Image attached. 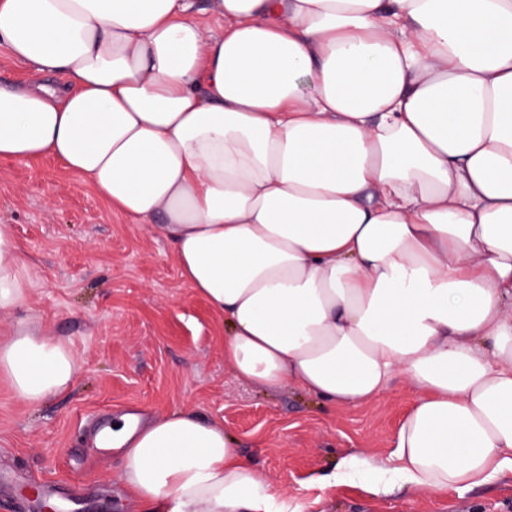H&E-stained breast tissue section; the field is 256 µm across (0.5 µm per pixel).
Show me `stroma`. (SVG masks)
<instances>
[{
  "instance_id": "obj_1",
  "label": "stroma",
  "mask_w": 512,
  "mask_h": 512,
  "mask_svg": "<svg viewBox=\"0 0 512 512\" xmlns=\"http://www.w3.org/2000/svg\"><path fill=\"white\" fill-rule=\"evenodd\" d=\"M0 224L13 225L34 271L26 304L0 312V338L28 324L67 340L80 370L71 387L30 405L0 378V505L49 481L85 512L106 500L121 512L117 450L90 454L93 428L133 409L162 417L189 409L222 422L242 452L313 512H512V475L470 490L411 496L367 494L359 480L318 490L306 479L343 456L385 459L416 398L395 376L373 401L332 408L286 383L270 391L224 363V321L182 278L163 236L112 211L80 176L51 157L0 160Z\"/></svg>"
}]
</instances>
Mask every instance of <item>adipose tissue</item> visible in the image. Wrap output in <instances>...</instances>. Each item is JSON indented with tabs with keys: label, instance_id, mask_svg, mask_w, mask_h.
<instances>
[{
	"label": "adipose tissue",
	"instance_id": "adipose-tissue-1",
	"mask_svg": "<svg viewBox=\"0 0 512 512\" xmlns=\"http://www.w3.org/2000/svg\"><path fill=\"white\" fill-rule=\"evenodd\" d=\"M0 0V158L53 157L157 229L228 326L224 362L355 407L417 399L387 464L408 492L512 473V0ZM32 275L0 224V311ZM79 364L29 326L0 376L39 404ZM144 512H303L222 423L121 415ZM195 19L211 32H220L224 27V20L210 9V0H195ZM31 73L27 68L19 63L12 61L8 52L0 48V79L26 81L31 78Z\"/></svg>",
	"mask_w": 512,
	"mask_h": 512
}]
</instances>
